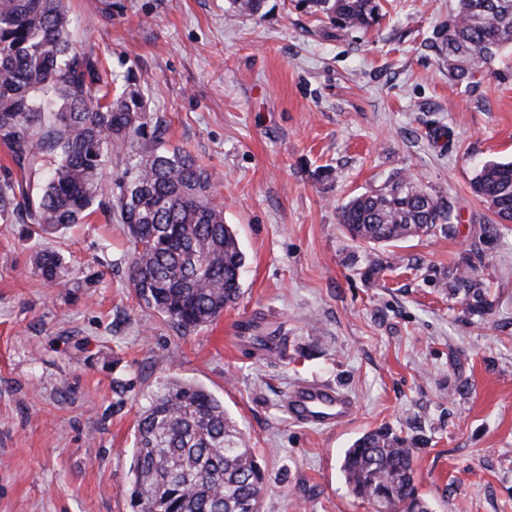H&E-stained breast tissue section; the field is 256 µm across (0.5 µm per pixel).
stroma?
<instances>
[{
  "label": "stroma",
  "instance_id": "35a3bbf8",
  "mask_svg": "<svg viewBox=\"0 0 512 512\" xmlns=\"http://www.w3.org/2000/svg\"><path fill=\"white\" fill-rule=\"evenodd\" d=\"M380 3L370 30L339 32L304 0L231 23L224 0H66L75 41L213 172L246 264L238 302L181 336L139 305L123 225L97 213L46 238L0 221V512H132L135 429L169 375L204 385L247 434L260 512H374L341 460L378 427L413 439L431 512H512V224L470 188L485 161L512 160V49L458 84L429 46L456 0ZM398 171L448 197L453 230L403 242L370 280L337 208ZM47 246L68 287L33 275ZM467 256L483 260V319L438 281ZM247 319L277 330V353L232 341ZM299 380L341 388L356 415L292 421Z\"/></svg>",
  "mask_w": 512,
  "mask_h": 512
}]
</instances>
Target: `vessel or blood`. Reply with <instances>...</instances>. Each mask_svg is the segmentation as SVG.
<instances>
[{"instance_id":"1","label":"vessel or blood","mask_w":512,"mask_h":512,"mask_svg":"<svg viewBox=\"0 0 512 512\" xmlns=\"http://www.w3.org/2000/svg\"><path fill=\"white\" fill-rule=\"evenodd\" d=\"M284 408L295 421L332 427L351 417L354 402L348 394L331 387L299 382L290 388Z\"/></svg>"}]
</instances>
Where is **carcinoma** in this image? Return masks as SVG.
I'll use <instances>...</instances> for the list:
<instances>
[{
  "mask_svg": "<svg viewBox=\"0 0 512 512\" xmlns=\"http://www.w3.org/2000/svg\"><path fill=\"white\" fill-rule=\"evenodd\" d=\"M342 31L368 29L380 0H307ZM265 0H226L227 19L260 14ZM448 76L471 83L512 47V0H457L453 18L433 33ZM93 49L76 45L64 0H0V142L20 179L0 186V219L22 211L24 223L54 236L102 209L124 225L132 283L141 307L182 335L194 334L237 303L245 254L224 207L212 200V174L162 134L140 147L147 113L140 93L112 89ZM120 174L105 181L112 165ZM41 183L31 198L32 181ZM473 193L498 223H512V161H488ZM339 222L369 246L395 247L411 237L447 234L453 205L411 175L341 206ZM395 254L368 257L365 275L379 278ZM34 273L63 282V256L32 255ZM448 295L468 314L492 313L470 259L443 276ZM132 500L138 512H260L264 472L245 435L204 386L170 376L156 385L135 431ZM415 443L386 429L368 431L344 451L341 470L354 496L382 497L386 512H429L419 493Z\"/></svg>",
  "mask_w": 512,
  "mask_h": 512,
  "instance_id": "cac0c4a2",
  "label": "carcinoma"
}]
</instances>
